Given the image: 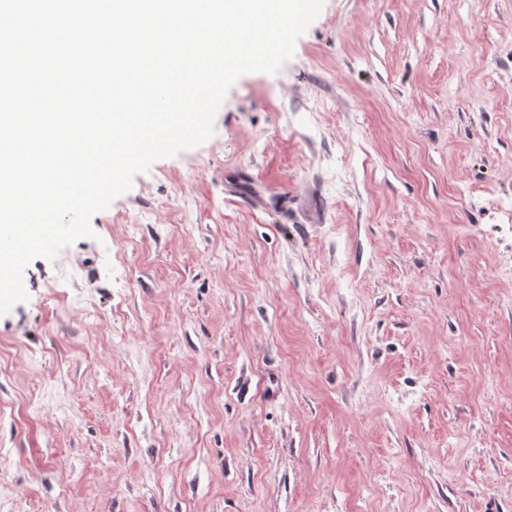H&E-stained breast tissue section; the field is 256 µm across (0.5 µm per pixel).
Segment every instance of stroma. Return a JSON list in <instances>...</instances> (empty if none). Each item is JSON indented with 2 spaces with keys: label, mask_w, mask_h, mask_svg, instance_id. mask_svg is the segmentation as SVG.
<instances>
[{
  "label": "stroma",
  "mask_w": 512,
  "mask_h": 512,
  "mask_svg": "<svg viewBox=\"0 0 512 512\" xmlns=\"http://www.w3.org/2000/svg\"><path fill=\"white\" fill-rule=\"evenodd\" d=\"M91 227L0 315V512H512V0H325Z\"/></svg>",
  "instance_id": "1"
}]
</instances>
